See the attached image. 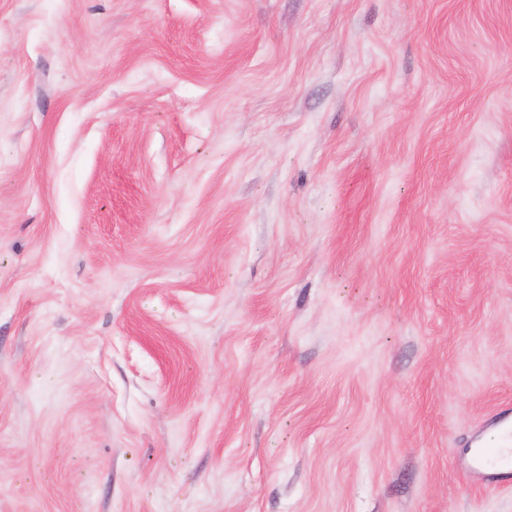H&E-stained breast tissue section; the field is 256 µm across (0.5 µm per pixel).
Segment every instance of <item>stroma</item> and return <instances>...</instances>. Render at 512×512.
I'll list each match as a JSON object with an SVG mask.
<instances>
[{"label":"stroma","instance_id":"1","mask_svg":"<svg viewBox=\"0 0 512 512\" xmlns=\"http://www.w3.org/2000/svg\"><path fill=\"white\" fill-rule=\"evenodd\" d=\"M512 0H0V512H512ZM485 448L468 462L473 470L481 471L492 482L501 485L512 483V421L503 416L493 424Z\"/></svg>","mask_w":512,"mask_h":512}]
</instances>
